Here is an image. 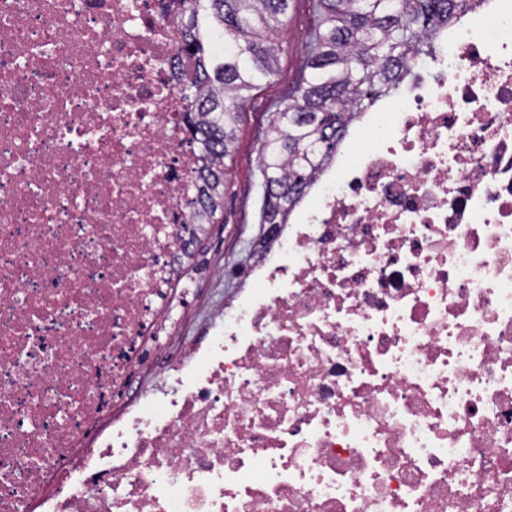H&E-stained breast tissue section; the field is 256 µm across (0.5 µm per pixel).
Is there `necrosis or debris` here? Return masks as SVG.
I'll list each match as a JSON object with an SVG mask.
<instances>
[{
	"label": "necrosis or debris",
	"mask_w": 512,
	"mask_h": 512,
	"mask_svg": "<svg viewBox=\"0 0 512 512\" xmlns=\"http://www.w3.org/2000/svg\"><path fill=\"white\" fill-rule=\"evenodd\" d=\"M169 0H0V512H512V0L352 121L198 343Z\"/></svg>",
	"instance_id": "1"
}]
</instances>
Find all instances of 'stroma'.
I'll return each instance as SVG.
<instances>
[{
    "label": "stroma",
    "mask_w": 512,
    "mask_h": 512,
    "mask_svg": "<svg viewBox=\"0 0 512 512\" xmlns=\"http://www.w3.org/2000/svg\"><path fill=\"white\" fill-rule=\"evenodd\" d=\"M315 22L311 0H292L286 23L279 36L283 51L278 72L254 91L238 126L236 149L227 163L222 223L212 225V239L195 265L186 272L184 288L199 298L168 326L173 339L204 335L212 311L224 301L234 274L247 265L254 241L261 233L258 222L262 191L259 186V148L266 135L269 115L276 104L287 99L307 62V36Z\"/></svg>",
    "instance_id": "obj_1"
}]
</instances>
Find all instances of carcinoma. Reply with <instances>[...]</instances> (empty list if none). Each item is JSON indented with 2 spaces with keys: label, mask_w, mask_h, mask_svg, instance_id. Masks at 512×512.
<instances>
[{
  "label": "carcinoma",
  "mask_w": 512,
  "mask_h": 512,
  "mask_svg": "<svg viewBox=\"0 0 512 512\" xmlns=\"http://www.w3.org/2000/svg\"><path fill=\"white\" fill-rule=\"evenodd\" d=\"M190 64L179 84L183 121L202 167L195 223L224 210L225 164L252 91L275 74L290 0H176ZM461 0H316L307 72L273 113L260 150V223L284 224L313 175L336 155L348 124L399 88L414 54H431Z\"/></svg>",
  "instance_id": "1"
}]
</instances>
